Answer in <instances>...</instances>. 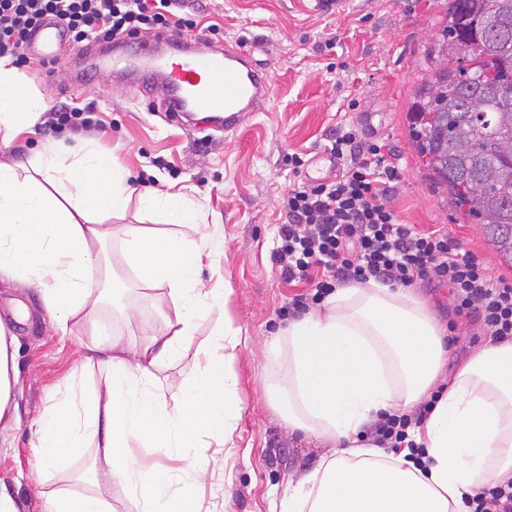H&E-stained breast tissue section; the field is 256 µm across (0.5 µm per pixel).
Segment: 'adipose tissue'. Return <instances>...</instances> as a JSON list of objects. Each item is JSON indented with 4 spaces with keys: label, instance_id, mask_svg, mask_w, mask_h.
<instances>
[{
    "label": "adipose tissue",
    "instance_id": "1",
    "mask_svg": "<svg viewBox=\"0 0 512 512\" xmlns=\"http://www.w3.org/2000/svg\"><path fill=\"white\" fill-rule=\"evenodd\" d=\"M45 107L17 69L1 62L0 133L32 126ZM133 198L160 228L124 225L119 265L101 264L97 247L109 234L103 219ZM205 222L189 193L138 188L126 167L85 143L46 147L25 174L0 162V278L38 289L59 331L90 312L103 297L98 279H116L120 265L174 303L173 312H159L151 340L90 346V359L108 370L104 390L75 389L38 420L37 466L59 469L90 443L101 458L86 477L91 492L50 490L45 512H112L98 489L114 483L127 490L125 512H195L192 485L208 468L191 453L194 436L226 433L242 412L231 371L239 329L228 321L216 326L221 353L180 382L178 411L168 410L155 373L191 345L199 320L229 293L200 280L213 257L208 234L193 239L177 230ZM285 334L286 343L271 349L288 357V423L340 447L292 488L281 512H465V498L512 475V343L488 344L445 377L444 332L426 304L375 281L337 289L322 308L290 321ZM15 344L0 320V422L12 417ZM442 380L446 392L410 432L422 456L359 443L380 414L413 411ZM135 444L153 454L179 452L187 482L175 489L159 481L133 457Z\"/></svg>",
    "mask_w": 512,
    "mask_h": 512
}]
</instances>
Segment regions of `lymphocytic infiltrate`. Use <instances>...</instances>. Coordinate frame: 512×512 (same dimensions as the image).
Instances as JSON below:
<instances>
[{
	"mask_svg": "<svg viewBox=\"0 0 512 512\" xmlns=\"http://www.w3.org/2000/svg\"><path fill=\"white\" fill-rule=\"evenodd\" d=\"M183 7L184 0H0V59L25 62L26 39L48 17L63 22L73 43L81 44L150 29H195L197 20ZM331 150L346 163L336 178L298 183L282 200L285 222L272 260L283 281L312 289L291 298L285 314L299 315L343 283L406 288L423 282L448 288L456 314L480 323L495 341L512 342V278L492 275L485 261L447 234L399 219L390 201L402 173L389 145L344 127ZM433 407L428 400L415 413L384 416L366 437L384 449L413 447L409 431Z\"/></svg>",
	"mask_w": 512,
	"mask_h": 512,
	"instance_id": "obj_1",
	"label": "lymphocytic infiltrate"
}]
</instances>
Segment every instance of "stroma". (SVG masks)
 Segmentation results:
<instances>
[{
  "label": "stroma",
  "mask_w": 512,
  "mask_h": 512,
  "mask_svg": "<svg viewBox=\"0 0 512 512\" xmlns=\"http://www.w3.org/2000/svg\"><path fill=\"white\" fill-rule=\"evenodd\" d=\"M201 26L219 25L213 46L256 43L254 57L269 72L273 96L265 109L249 114L235 134H225L208 119L175 120L163 110V95L152 106L138 92L113 79L99 66L82 98L71 99L69 85L75 59L65 56L54 72L34 61L20 66L26 84L47 105H93L91 130L49 129L36 123L8 142L0 141V161L28 164L50 144L94 142L106 156L117 157L139 187L169 191L190 188L208 213V232L218 244L212 266L200 277L204 287L228 285L226 313L241 330L233 371L242 413L225 442L209 433L197 439L196 455L209 464L210 476L193 496L196 512H280L290 486L310 474L331 448L330 441L292 429L265 384L287 379L286 359L273 358L267 343L279 328L284 307L306 284L284 283L272 260L280 202L305 179L295 159L311 162L327 149L337 127L353 126L364 138L390 145L402 173L392 208L418 230L439 229L485 260L493 274L512 277L490 246L483 229L462 224L425 178L408 137V114L415 87L433 68L426 53L448 0H351L348 12L330 17L316 12L313 0H186ZM125 303L140 306L132 322L99 304L61 334L45 310L39 292L0 282V319L9 321L17 338L15 419L0 423V491L19 512H44L43 495L55 488L87 492L81 476L91 452L70 460L47 476L35 463L36 422L74 385L104 386L107 371L84 364V347L95 335L120 343L143 342L155 331L156 308L172 311L166 291L145 295L130 270L121 273ZM451 341L449 371L488 341L473 320L455 315L447 289L412 286ZM26 313L14 318L15 305ZM217 315L201 319L193 342L157 376L169 409L180 405L178 383L192 377L203 359Z\"/></svg>",
  "instance_id": "35a3bbf8"
}]
</instances>
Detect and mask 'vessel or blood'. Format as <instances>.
Masks as SVG:
<instances>
[{
	"label": "vessel or blood",
	"mask_w": 512,
	"mask_h": 512,
	"mask_svg": "<svg viewBox=\"0 0 512 512\" xmlns=\"http://www.w3.org/2000/svg\"><path fill=\"white\" fill-rule=\"evenodd\" d=\"M71 44L68 30L54 20L45 21L25 46L45 67L59 65ZM179 35L159 32L116 39L105 65L135 85L142 94L162 85L168 112H204L222 121L225 132L238 129L249 113L263 111L270 99V74L254 59V45L225 43L211 49L198 39L192 52H184Z\"/></svg>",
	"instance_id": "1"
}]
</instances>
